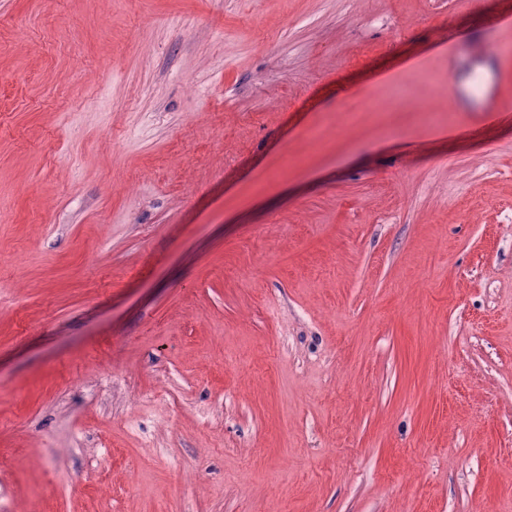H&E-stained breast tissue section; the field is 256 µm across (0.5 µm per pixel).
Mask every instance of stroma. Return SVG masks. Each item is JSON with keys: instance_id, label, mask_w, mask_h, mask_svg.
Segmentation results:
<instances>
[{"instance_id": "obj_1", "label": "stroma", "mask_w": 512, "mask_h": 512, "mask_svg": "<svg viewBox=\"0 0 512 512\" xmlns=\"http://www.w3.org/2000/svg\"><path fill=\"white\" fill-rule=\"evenodd\" d=\"M0 498L512 512V0H0Z\"/></svg>"}]
</instances>
